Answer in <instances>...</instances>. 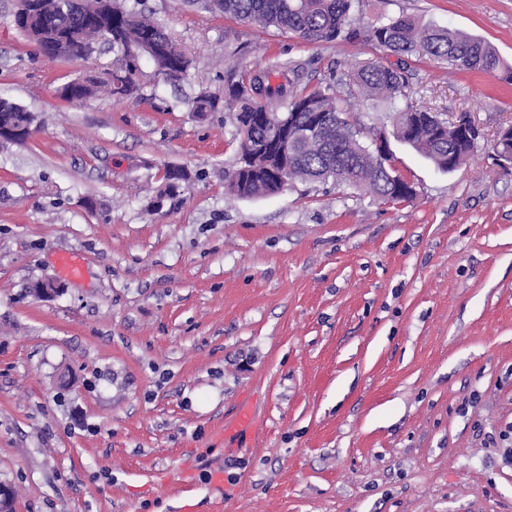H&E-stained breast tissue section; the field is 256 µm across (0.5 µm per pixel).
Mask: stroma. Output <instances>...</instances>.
Here are the masks:
<instances>
[{
    "instance_id": "35a3bbf8",
    "label": "stroma",
    "mask_w": 512,
    "mask_h": 512,
    "mask_svg": "<svg viewBox=\"0 0 512 512\" xmlns=\"http://www.w3.org/2000/svg\"><path fill=\"white\" fill-rule=\"evenodd\" d=\"M16 8L0 0V99L38 131L0 143L12 512H512V461L492 440L512 422V172L492 153L512 84L409 56V103L485 133L449 173L391 137L411 201L302 181L237 199L226 67L304 61L311 90L371 58L366 38L311 45L197 0H145L192 58L188 77L164 82L145 62L138 98L71 104L59 89L116 54L51 59ZM403 13L512 63V0L354 5L369 22ZM201 95L213 110L192 111ZM169 166L192 179L161 199ZM63 254L83 277L35 298ZM245 404L255 428L217 441Z\"/></svg>"
}]
</instances>
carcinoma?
I'll return each mask as SVG.
<instances>
[{"instance_id": "cac0c4a2", "label": "carcinoma", "mask_w": 512, "mask_h": 512, "mask_svg": "<svg viewBox=\"0 0 512 512\" xmlns=\"http://www.w3.org/2000/svg\"><path fill=\"white\" fill-rule=\"evenodd\" d=\"M355 0H203L207 10L256 27L292 32L313 45L356 39L352 8ZM98 22L89 28L99 40H112L119 67L112 73L91 76L61 87L60 96L80 102L101 87L112 96L128 89L139 93L140 63L129 60L130 50L147 45L149 61L164 80H183L191 61L162 24L140 8L139 0H96ZM366 37L379 55L361 62L348 74L350 97L380 101L394 112L395 136L431 161L439 170L452 172L476 148L464 132L439 121L429 112L406 104L409 73L404 57L422 54L444 59L467 71L496 74L512 82V64L490 43L446 28L424 25L412 16L380 19L366 29ZM389 51L399 56L384 60ZM306 64L275 62L263 69L227 70L224 108L231 112L237 134V165L226 192L253 199L281 192L290 182L332 180L357 190L366 189L384 202H406L414 197L413 185L395 173L393 156L377 146L385 140L379 132L366 143L336 97V86L306 90L302 87ZM30 111L7 101L0 103V123L34 125Z\"/></svg>"}]
</instances>
